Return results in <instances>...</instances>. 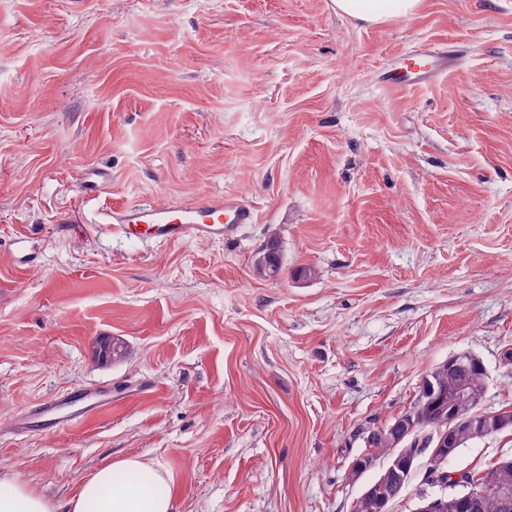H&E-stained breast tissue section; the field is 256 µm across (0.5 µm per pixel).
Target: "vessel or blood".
Returning a JSON list of instances; mask_svg holds the SVG:
<instances>
[{"mask_svg":"<svg viewBox=\"0 0 512 512\" xmlns=\"http://www.w3.org/2000/svg\"><path fill=\"white\" fill-rule=\"evenodd\" d=\"M412 61L404 79L408 86L435 80L454 67L458 58L425 48ZM103 217L106 223L119 225L130 239L168 243L233 236L243 225L255 223L256 212L236 199L213 195L166 205H124L104 212Z\"/></svg>","mask_w":512,"mask_h":512,"instance_id":"1","label":"vessel or blood"}]
</instances>
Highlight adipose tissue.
<instances>
[{"instance_id":"obj_1","label":"adipose tissue","mask_w":512,"mask_h":512,"mask_svg":"<svg viewBox=\"0 0 512 512\" xmlns=\"http://www.w3.org/2000/svg\"><path fill=\"white\" fill-rule=\"evenodd\" d=\"M338 13L381 24L414 16L421 0H333ZM171 473L141 455L102 464L57 502L6 473L0 475V512H177Z\"/></svg>"}]
</instances>
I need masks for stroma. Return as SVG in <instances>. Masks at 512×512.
Segmentation results:
<instances>
[{
  "instance_id": "stroma-1",
  "label": "stroma",
  "mask_w": 512,
  "mask_h": 512,
  "mask_svg": "<svg viewBox=\"0 0 512 512\" xmlns=\"http://www.w3.org/2000/svg\"><path fill=\"white\" fill-rule=\"evenodd\" d=\"M426 43L464 53L385 81ZM212 194L256 223L157 244L100 219ZM463 351L512 409V0L371 26L332 0H0L1 472L61 500L136 454L178 512H352L366 431ZM75 389L112 404L38 421ZM510 457L507 430L447 468ZM409 60L413 61V65L408 68L401 86L431 82L454 67L459 58L453 54H440L434 49L425 48L409 57ZM78 396H80V395H78L75 392H70L66 395V397L64 399H61L58 397L52 398L49 401L43 403L42 408H41V413L53 415L55 424L57 426H59V425L65 424V423L66 424L70 423L71 421H73L79 417L88 418V417L92 416L93 414H95V412L98 408H101L102 406L106 405V404L99 405L101 402L111 399L110 395L107 392H104V391L99 392L96 394L95 398L86 405V407L82 413L74 414V413H61L60 412L62 406L67 401L72 400ZM66 404H68V403H66Z\"/></svg>"
}]
</instances>
